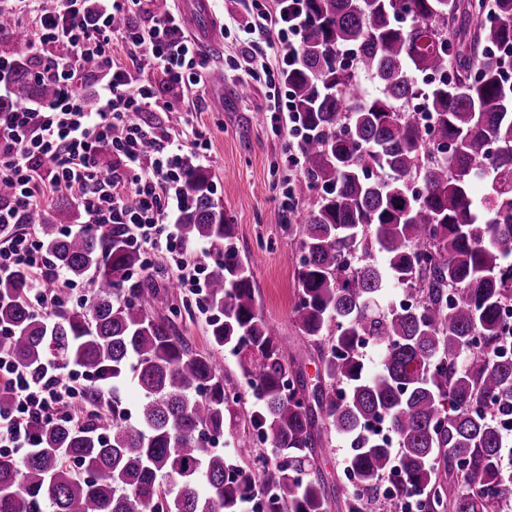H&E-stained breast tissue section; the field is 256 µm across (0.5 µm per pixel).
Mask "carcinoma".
Here are the masks:
<instances>
[{
    "label": "carcinoma",
    "instance_id": "1",
    "mask_svg": "<svg viewBox=\"0 0 512 512\" xmlns=\"http://www.w3.org/2000/svg\"><path fill=\"white\" fill-rule=\"evenodd\" d=\"M300 58L282 81L303 137L297 199L318 192L297 229L298 329L315 342L322 376L308 388L309 349L283 357L258 307L251 264L214 197L208 171L186 164L178 224L216 251L204 299L212 350L191 349L155 289L131 281L143 266L124 231L82 224L71 233L41 217L38 233L70 283L95 285L76 307L41 313L24 267L0 278V346L35 367L78 365L96 383L76 412L112 390V424L69 417L34 428L40 447L0 453V512H240L269 495V512H504L503 420L512 418V0H300ZM355 50L353 64L340 49ZM507 50L494 56L490 49ZM0 51L13 62L7 110L55 100L34 79L35 58L12 13L0 10ZM378 93H357L355 72ZM427 114L422 125L416 113ZM481 170L490 186L472 182ZM415 305L384 302L390 285ZM381 349L369 373L361 345ZM260 401L236 434L238 460L210 448L239 427L244 393L224 375L222 351ZM141 394L136 416L121 397ZM391 426L394 447L369 433ZM351 448L347 483L329 489L317 466L323 438ZM272 466L243 465L255 439Z\"/></svg>",
    "mask_w": 512,
    "mask_h": 512
}]
</instances>
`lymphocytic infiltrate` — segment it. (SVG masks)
<instances>
[{
  "mask_svg": "<svg viewBox=\"0 0 512 512\" xmlns=\"http://www.w3.org/2000/svg\"><path fill=\"white\" fill-rule=\"evenodd\" d=\"M21 13L34 18L30 45L40 65V78L53 80L57 98L34 107L21 104L0 112V182L13 194L0 198V277L26 266L45 273L52 258L39 236L19 226L37 206L40 195L67 191L78 194L89 224L122 225L127 239L144 251H166L175 258L178 282L203 294L212 271L205 259L192 256L169 221L184 162L185 144L160 128L138 121V114L171 111L139 68L120 62V55L150 58L162 82L182 92L204 81L200 51L189 39L183 17L164 11L141 27L118 29L115 16L132 15L142 0H105L92 11L88 0H61L54 11L41 0H18ZM303 21L298 10L263 11L246 33L262 43L244 79L274 82L299 47ZM94 60L101 79L94 105L76 88L78 64ZM110 147L120 165L100 178L98 151ZM56 363L45 359L27 369L0 347V390L12 396L0 409V447L36 448L34 425H50L68 416L80 395L56 374Z\"/></svg>",
  "mask_w": 512,
  "mask_h": 512,
  "instance_id": "f902f5d3",
  "label": "lymphocytic infiltrate"
}]
</instances>
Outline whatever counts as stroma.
Here are the masks:
<instances>
[{"label": "stroma", "instance_id": "stroma-1", "mask_svg": "<svg viewBox=\"0 0 512 512\" xmlns=\"http://www.w3.org/2000/svg\"><path fill=\"white\" fill-rule=\"evenodd\" d=\"M211 3L217 35L213 43L201 46V61L207 69L224 70L223 83L208 82L187 91L191 111L146 112L142 118L188 144L197 131L208 139L209 151L202 164L209 169L215 195L236 228L239 253L252 264L260 308L286 344L297 347L304 342L292 314L299 254L286 227L305 223L313 203L304 200L290 209L282 207L288 182L300 175L289 161L297 138L288 119L255 121V114L266 109V83L254 81L249 96L239 94L240 83L231 71L248 61L252 48L222 34L226 18L247 24L256 8L275 9L277 0ZM133 278L151 280L176 308L175 323L194 351L209 350L208 319L199 311L194 296L177 285L168 253L157 252L151 269L135 270Z\"/></svg>", "mask_w": 512, "mask_h": 512}]
</instances>
